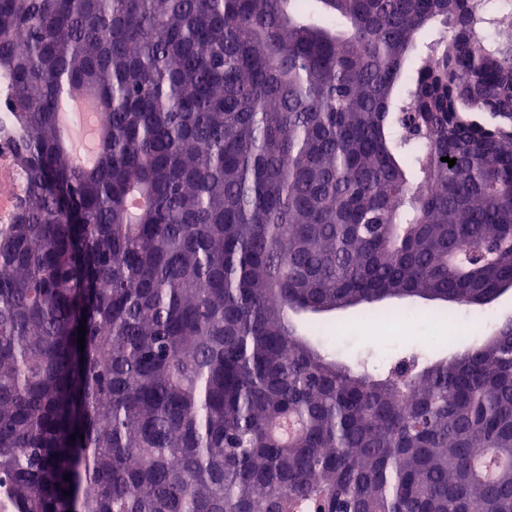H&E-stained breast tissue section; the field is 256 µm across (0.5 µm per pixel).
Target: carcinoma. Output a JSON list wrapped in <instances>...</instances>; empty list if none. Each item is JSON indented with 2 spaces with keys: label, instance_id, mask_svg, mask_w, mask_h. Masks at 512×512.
Here are the masks:
<instances>
[{
  "label": "carcinoma",
  "instance_id": "carcinoma-1",
  "mask_svg": "<svg viewBox=\"0 0 512 512\" xmlns=\"http://www.w3.org/2000/svg\"><path fill=\"white\" fill-rule=\"evenodd\" d=\"M87 89L80 170L61 133ZM0 95L26 178L0 225L14 512H512V319L379 378L311 339L512 286V20L0 0ZM73 112L81 117L83 122L72 126L66 124L63 130V139L71 163L77 167H87L95 160V144L93 133L88 125L92 120L98 124V105L95 97L91 94L77 98L70 102ZM97 124H92L97 126Z\"/></svg>",
  "mask_w": 512,
  "mask_h": 512
}]
</instances>
